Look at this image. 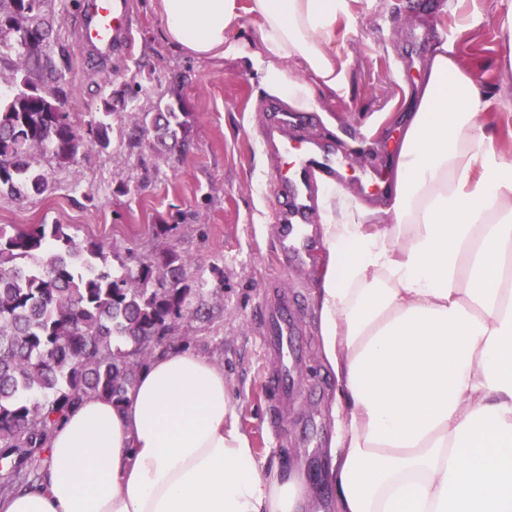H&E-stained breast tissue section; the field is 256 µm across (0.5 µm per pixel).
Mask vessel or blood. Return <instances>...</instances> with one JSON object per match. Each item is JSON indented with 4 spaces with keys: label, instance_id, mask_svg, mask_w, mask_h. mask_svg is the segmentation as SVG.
I'll return each instance as SVG.
<instances>
[{
    "label": "vessel or blood",
    "instance_id": "1",
    "mask_svg": "<svg viewBox=\"0 0 512 512\" xmlns=\"http://www.w3.org/2000/svg\"><path fill=\"white\" fill-rule=\"evenodd\" d=\"M132 32L131 0H85L80 40L101 64L128 57ZM266 143L276 157L287 161L275 172L277 195L290 201L279 218V256L301 268L310 258L312 237L297 235L295 227L308 221L312 207L310 175L317 170L332 177L342 173L343 167L317 142L289 133L288 119L281 114L274 115L268 125ZM260 310L259 334L269 363L265 391L270 397V418L277 422L285 418L299 392L297 373L306 331L299 299L278 280L267 283Z\"/></svg>",
    "mask_w": 512,
    "mask_h": 512
}]
</instances>
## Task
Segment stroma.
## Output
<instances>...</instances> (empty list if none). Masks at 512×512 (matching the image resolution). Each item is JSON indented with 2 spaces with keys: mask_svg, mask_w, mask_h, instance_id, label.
<instances>
[{
  "mask_svg": "<svg viewBox=\"0 0 512 512\" xmlns=\"http://www.w3.org/2000/svg\"><path fill=\"white\" fill-rule=\"evenodd\" d=\"M131 2L135 41L107 84L80 45L77 0H49L52 40L70 53L64 109L78 133L86 131L83 115L102 109L109 94L134 91L138 99L135 109L116 108L108 149L87 147L66 165L40 157L47 190L21 202L1 196L0 226L67 225L78 239L103 242L116 267L169 250L180 255L185 284L202 294L153 353L185 346L222 366L239 425L259 457L304 465L315 490L309 512H333L322 472L338 424L336 378L319 355L314 303L325 253L316 249L301 269L277 258L282 203L272 176L279 161L265 134L274 112L288 107L259 94L260 76L248 58L191 55L167 38L158 0ZM465 12L477 22L462 33L457 23ZM351 13L334 41L345 65V95L320 92L321 111L294 115L301 134L345 161L346 189L366 195L371 169L382 160L378 144L400 126L409 91L445 38L461 66L476 71L493 95L488 121L512 152V68L504 65L512 37L500 25V0H351ZM176 100L189 114L185 149H154L149 136L130 148L141 113ZM163 224L170 232H160ZM274 277L299 298L307 331L300 391L277 429L265 415V362L256 333L257 303Z\"/></svg>",
  "mask_w": 512,
  "mask_h": 512,
  "instance_id": "1",
  "label": "stroma"
}]
</instances>
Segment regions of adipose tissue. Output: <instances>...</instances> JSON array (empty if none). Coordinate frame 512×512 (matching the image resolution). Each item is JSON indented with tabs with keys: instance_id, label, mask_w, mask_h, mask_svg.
Instances as JSON below:
<instances>
[{
	"instance_id": "ef3b65f1",
	"label": "adipose tissue",
	"mask_w": 512,
	"mask_h": 512,
	"mask_svg": "<svg viewBox=\"0 0 512 512\" xmlns=\"http://www.w3.org/2000/svg\"><path fill=\"white\" fill-rule=\"evenodd\" d=\"M198 57L259 22L262 87L299 112L344 94L333 47L349 0H160ZM300 63L308 79L287 77ZM451 43L436 45L402 129L392 201L322 184L326 265L314 293L342 411L323 480L336 512H512V154ZM50 464L0 512H306L302 465H267L224 370L156 355L120 403L91 396L56 424Z\"/></svg>"
}]
</instances>
